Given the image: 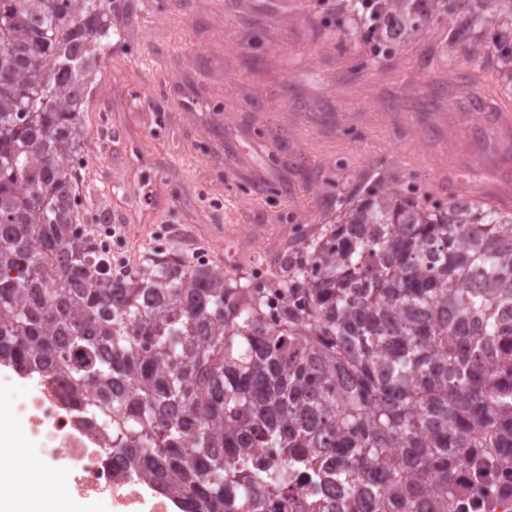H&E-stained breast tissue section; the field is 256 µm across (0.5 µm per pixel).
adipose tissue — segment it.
Listing matches in <instances>:
<instances>
[{"label": "adipose tissue", "mask_w": 512, "mask_h": 512, "mask_svg": "<svg viewBox=\"0 0 512 512\" xmlns=\"http://www.w3.org/2000/svg\"><path fill=\"white\" fill-rule=\"evenodd\" d=\"M38 462L21 450L13 452V465L0 468V512H91L90 506L68 492L45 489L49 473L24 484L18 479L19 472L38 470Z\"/></svg>", "instance_id": "1"}]
</instances>
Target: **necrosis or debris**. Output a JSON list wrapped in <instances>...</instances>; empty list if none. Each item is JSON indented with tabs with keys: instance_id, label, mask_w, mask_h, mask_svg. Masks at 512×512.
Listing matches in <instances>:
<instances>
[{
	"instance_id": "4bbe7bcc",
	"label": "necrosis or debris",
	"mask_w": 512,
	"mask_h": 512,
	"mask_svg": "<svg viewBox=\"0 0 512 512\" xmlns=\"http://www.w3.org/2000/svg\"><path fill=\"white\" fill-rule=\"evenodd\" d=\"M10 394L9 406L22 427L16 443L41 448L45 467L66 475L85 494L110 498L114 512H171L172 499L148 479L128 468L123 455L108 451L97 429L102 413L77 395L69 378L0 371V392ZM338 498L335 483H313L295 472L290 493L263 494L243 512H325Z\"/></svg>"
}]
</instances>
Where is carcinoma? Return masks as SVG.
I'll list each match as a JSON object with an SVG mask.
<instances>
[{
    "label": "carcinoma",
    "instance_id": "obj_1",
    "mask_svg": "<svg viewBox=\"0 0 512 512\" xmlns=\"http://www.w3.org/2000/svg\"><path fill=\"white\" fill-rule=\"evenodd\" d=\"M117 0H0V366L64 374L106 447L195 512L329 472L341 512L512 502V211L372 185L265 289L152 252L112 272L74 158ZM391 49L455 16L450 51L512 68V0H341ZM489 486L492 496L476 498Z\"/></svg>",
    "mask_w": 512,
    "mask_h": 512
}]
</instances>
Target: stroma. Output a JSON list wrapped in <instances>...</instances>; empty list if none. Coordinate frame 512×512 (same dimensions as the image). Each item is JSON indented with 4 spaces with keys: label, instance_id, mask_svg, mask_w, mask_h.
I'll list each match as a JSON object with an SVG mask.
<instances>
[{
    "label": "stroma",
    "instance_id": "1",
    "mask_svg": "<svg viewBox=\"0 0 512 512\" xmlns=\"http://www.w3.org/2000/svg\"><path fill=\"white\" fill-rule=\"evenodd\" d=\"M95 78L78 193L87 232L122 225L123 267L166 249L254 277L302 251L336 201L376 182L445 202L512 197V94L434 50L447 23L387 53L337 0H127ZM112 124L104 126L103 111ZM153 187L138 196L140 185Z\"/></svg>",
    "mask_w": 512,
    "mask_h": 512
}]
</instances>
